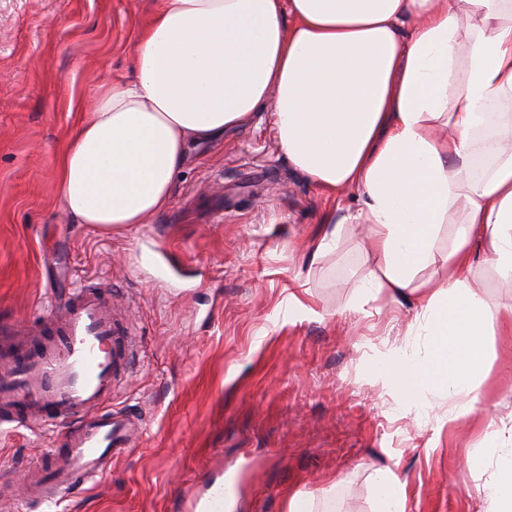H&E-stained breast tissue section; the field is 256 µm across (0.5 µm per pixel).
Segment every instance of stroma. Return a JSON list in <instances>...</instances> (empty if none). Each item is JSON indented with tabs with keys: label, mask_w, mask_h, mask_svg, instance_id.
Segmentation results:
<instances>
[{
	"label": "stroma",
	"mask_w": 512,
	"mask_h": 512,
	"mask_svg": "<svg viewBox=\"0 0 512 512\" xmlns=\"http://www.w3.org/2000/svg\"><path fill=\"white\" fill-rule=\"evenodd\" d=\"M162 0H0V321L37 324L69 289L111 285L142 348L112 400L143 427L109 474L55 512H186L216 471L235 486L226 512H375L374 478L406 483L405 512H481L497 452L479 468L494 408L512 444V340L487 337V377L460 424L404 414L370 374L405 341L415 311H347L362 279L358 227L315 257L326 217L356 213L282 154L271 112L201 143L150 223L103 233L57 206L56 156L76 106L105 74H127L132 43ZM473 277L497 316L512 280L476 253ZM306 312L292 316L293 301ZM50 431L0 432V512H24L28 470Z\"/></svg>",
	"instance_id": "stroma-1"
}]
</instances>
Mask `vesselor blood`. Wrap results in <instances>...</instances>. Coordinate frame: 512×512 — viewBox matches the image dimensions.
Masks as SVG:
<instances>
[{
	"instance_id": "b4317fda",
	"label": "vessel or blood",
	"mask_w": 512,
	"mask_h": 512,
	"mask_svg": "<svg viewBox=\"0 0 512 512\" xmlns=\"http://www.w3.org/2000/svg\"><path fill=\"white\" fill-rule=\"evenodd\" d=\"M134 326L112 312V293L71 292L41 336L22 322L0 325V427L52 426V448L27 475V503L40 508L76 498L112 468L141 429L116 416L112 397L139 351ZM232 492L215 478L190 502L191 512H224Z\"/></svg>"
}]
</instances>
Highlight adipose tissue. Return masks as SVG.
Returning <instances> with one entry per match:
<instances>
[{
    "instance_id": "1",
    "label": "adipose tissue",
    "mask_w": 512,
    "mask_h": 512,
    "mask_svg": "<svg viewBox=\"0 0 512 512\" xmlns=\"http://www.w3.org/2000/svg\"><path fill=\"white\" fill-rule=\"evenodd\" d=\"M129 75L100 81L57 157V199L105 232L168 206L190 148L262 110L289 163L324 191L356 190L315 253L356 221L371 246L353 310L416 306L428 353L387 349L373 375L417 415L469 417L495 315L471 283L475 251L512 278V0H163ZM451 243L440 248L442 227ZM485 512H512V448Z\"/></svg>"
}]
</instances>
